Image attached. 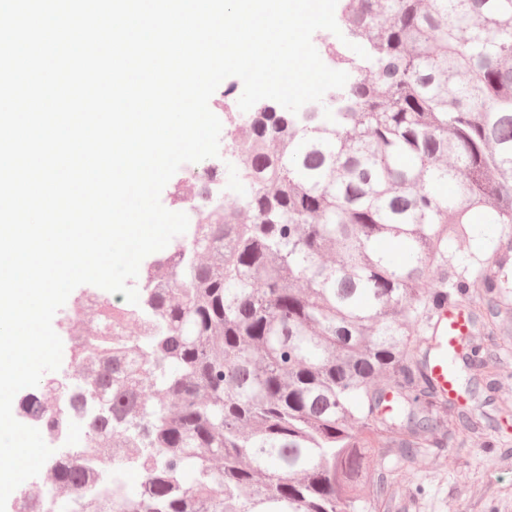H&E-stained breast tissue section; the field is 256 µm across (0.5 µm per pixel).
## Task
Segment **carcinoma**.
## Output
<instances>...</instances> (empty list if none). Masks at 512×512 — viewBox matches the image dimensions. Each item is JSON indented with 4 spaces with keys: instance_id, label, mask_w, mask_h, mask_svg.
Masks as SVG:
<instances>
[{
    "instance_id": "1",
    "label": "carcinoma",
    "mask_w": 512,
    "mask_h": 512,
    "mask_svg": "<svg viewBox=\"0 0 512 512\" xmlns=\"http://www.w3.org/2000/svg\"><path fill=\"white\" fill-rule=\"evenodd\" d=\"M363 59L327 106L260 103L231 210L145 265L139 304L101 301L68 381L19 402L87 419L91 454L22 485L15 512H376L393 481L377 385L438 400L416 337L440 308L493 312L499 285L448 255L473 225L512 235V0H342ZM372 72L370 81L358 72ZM451 157L452 167L438 159ZM206 186L178 183L174 199ZM440 284L423 287L432 273ZM417 459L439 421L421 417ZM115 469L139 476L132 490Z\"/></svg>"
}]
</instances>
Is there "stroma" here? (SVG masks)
<instances>
[{
    "label": "stroma",
    "mask_w": 512,
    "mask_h": 512,
    "mask_svg": "<svg viewBox=\"0 0 512 512\" xmlns=\"http://www.w3.org/2000/svg\"><path fill=\"white\" fill-rule=\"evenodd\" d=\"M473 330L496 363L497 384L486 390L481 374L455 358V408L479 421L495 417L496 428L425 449L419 470L390 452L375 460L371 476L389 471L398 476L392 491L397 512H512V333H486L478 315Z\"/></svg>",
    "instance_id": "1"
}]
</instances>
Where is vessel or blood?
<instances>
[{
  "mask_svg": "<svg viewBox=\"0 0 512 512\" xmlns=\"http://www.w3.org/2000/svg\"><path fill=\"white\" fill-rule=\"evenodd\" d=\"M471 326L470 316L454 307L442 308L432 316L422 360L440 397H448L456 391L448 357L458 354L461 341L472 333Z\"/></svg>",
  "mask_w": 512,
  "mask_h": 512,
  "instance_id": "vessel-or-blood-1",
  "label": "vessel or blood"
}]
</instances>
